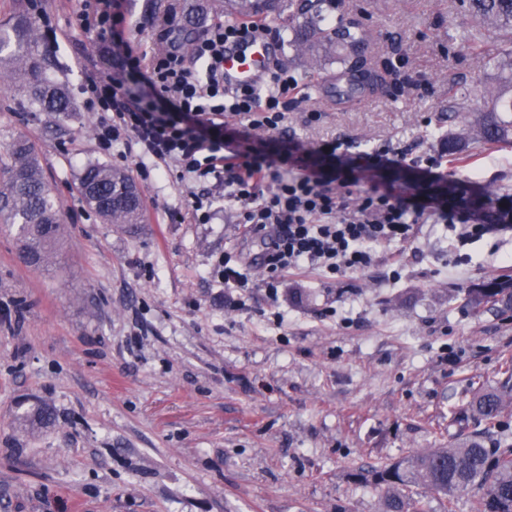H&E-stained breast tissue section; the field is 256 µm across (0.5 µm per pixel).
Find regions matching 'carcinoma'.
<instances>
[{"instance_id":"obj_1","label":"carcinoma","mask_w":512,"mask_h":512,"mask_svg":"<svg viewBox=\"0 0 512 512\" xmlns=\"http://www.w3.org/2000/svg\"><path fill=\"white\" fill-rule=\"evenodd\" d=\"M322 0H288V8L307 27L296 35L299 52L332 53L343 46L339 57L344 71L352 78L368 68L367 32L351 19L339 18L337 26L324 28L313 22ZM460 8L484 24H491L505 35L493 52L497 78L488 107L471 114L473 135L448 139V153L459 154L471 144L512 147V0H459ZM277 0H196L184 22L191 34L212 15L249 17L268 13ZM0 67L11 68L24 86L30 108L37 112L66 114L73 105L65 88L47 73L45 49L41 46L27 7L0 27ZM0 231L16 239L22 261L36 268L54 263L60 238L61 211L41 175L36 145L25 138L12 140L0 152ZM78 189L85 203L111 224L144 222L142 193L124 171L94 162L78 177ZM469 304L478 310L487 304H500L512 310V282L486 281L484 288L469 290ZM512 389V375L500 390H489L475 400V412L484 420L497 421L504 391ZM53 414L46 405H36L22 414L32 425L47 424ZM358 479L382 492V512H428L422 498L409 495V488L453 499L460 493L475 492L481 512H512V448L491 446L480 435L471 436L448 448H432L402 457L384 466L373 467Z\"/></svg>"}]
</instances>
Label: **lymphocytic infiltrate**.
Wrapping results in <instances>:
<instances>
[{
	"label": "lymphocytic infiltrate",
	"instance_id": "lymphocytic-infiltrate-1",
	"mask_svg": "<svg viewBox=\"0 0 512 512\" xmlns=\"http://www.w3.org/2000/svg\"><path fill=\"white\" fill-rule=\"evenodd\" d=\"M78 20L118 59L113 70L84 72L83 89L98 112V150L108 155L130 143L156 165L174 166L179 180L221 184L242 237L266 246L268 292L306 268L332 275L367 268L375 247L409 242L419 224L448 225L468 243L506 221V210L465 202L446 188L443 156L385 147L352 155L336 139L316 147L279 142L291 98L303 92L296 77L276 62L257 85L224 81L225 44L266 38L265 21L214 23L194 47V66L173 49L145 72L119 40L124 18L108 0H81ZM228 115L237 126L225 125ZM404 167L419 175L409 193L385 180Z\"/></svg>",
	"mask_w": 512,
	"mask_h": 512
}]
</instances>
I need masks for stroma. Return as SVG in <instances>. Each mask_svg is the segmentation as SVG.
I'll return each instance as SVG.
<instances>
[{
  "mask_svg": "<svg viewBox=\"0 0 512 512\" xmlns=\"http://www.w3.org/2000/svg\"><path fill=\"white\" fill-rule=\"evenodd\" d=\"M129 19L136 51L165 45L194 0H112ZM35 25L49 74L67 90V118L33 112L12 74L0 71V147L25 137L62 215L57 264L24 265L0 232V512H381V491L359 471L479 434L512 446V397L499 423L472 401L512 369V312L472 310L468 291L512 279V226L461 244L422 224L401 245L398 278L387 248L368 269L332 276L305 269L275 295L261 284L260 243L243 240L233 207L192 220L190 187L171 171L140 182L145 221L109 224L83 201L77 175L91 161L140 162L96 148V111L83 94L86 67H114L81 29L79 0H41ZM373 33V49L397 87L336 99L337 54L312 60L292 47L299 26L268 15L272 41L306 86L287 135L315 145L341 139L350 152L390 145L445 152L460 120L446 118L448 90L490 86L491 65L468 48L476 29L456 0H325V26L341 14ZM321 118L307 122L309 111ZM448 178L474 200L512 197V148L451 159ZM237 248L253 259L245 307L208 274ZM284 323H275L273 312ZM36 404L53 424L25 426Z\"/></svg>",
  "mask_w": 512,
  "mask_h": 512,
  "instance_id": "35a3bbf8",
  "label": "stroma"
}]
</instances>
